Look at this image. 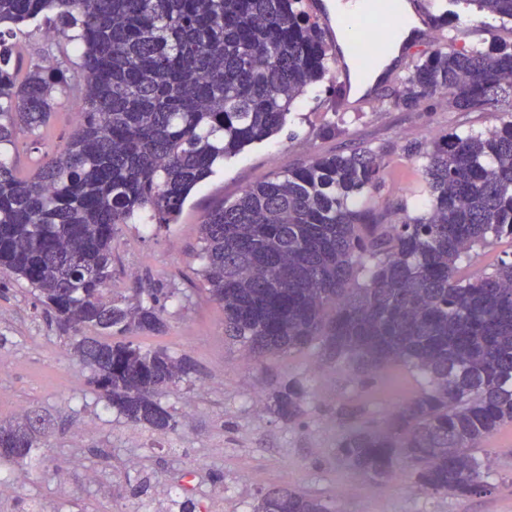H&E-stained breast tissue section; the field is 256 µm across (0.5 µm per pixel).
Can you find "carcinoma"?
I'll use <instances>...</instances> for the list:
<instances>
[{
    "label": "carcinoma",
    "mask_w": 512,
    "mask_h": 512,
    "mask_svg": "<svg viewBox=\"0 0 512 512\" xmlns=\"http://www.w3.org/2000/svg\"><path fill=\"white\" fill-rule=\"evenodd\" d=\"M463 3L512 20V0ZM25 33L63 36L76 60L21 75ZM329 52L304 0H0V146L20 131L41 144L58 97L78 117L64 146L37 157L32 178L0 156V275L35 288L61 325L95 331L74 337L72 354L129 423L174 429L158 395L194 366L126 340L164 328L171 292L151 289L148 306L110 295L118 225L138 214L174 223L218 162L281 129L329 73ZM437 94L465 112L511 97L512 45L437 49L392 104ZM403 151L424 159L427 211L411 213L405 199L357 205L382 186L381 152L319 155L206 215L201 276L224 309V336L257 359L316 345L361 386L389 366L416 373L420 394L389 411L382 429H351L338 454L376 480L408 461L422 491L469 496L487 477L475 449L512 424V259L467 278L459 269L512 240V121ZM306 400L290 379L270 409L291 423ZM0 434L28 452L40 447L29 416ZM252 512L330 510L276 486Z\"/></svg>",
    "instance_id": "1"
}]
</instances>
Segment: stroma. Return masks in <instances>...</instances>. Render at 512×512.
<instances>
[{
	"mask_svg": "<svg viewBox=\"0 0 512 512\" xmlns=\"http://www.w3.org/2000/svg\"><path fill=\"white\" fill-rule=\"evenodd\" d=\"M421 2L429 18L444 15L447 24L404 49L368 98L341 107L339 71L331 69L295 101L280 132L216 166L188 197L177 223L119 225L112 294L143 300L151 288L172 292L165 329L132 331L129 340L145 351L188 358L195 368L159 396L175 430L128 423L94 388L91 370L73 357V331L57 326L24 281L0 284V424L40 417L45 442L25 458H0V480L13 482L0 512H182L187 504L194 512H252L261 493L283 484L322 500L330 512H512V424L479 450L489 465L479 494H427L413 486L404 492L394 481L374 480L339 457L337 447L351 425L337 419L336 408H364L363 422L379 427L395 403L419 394V377L392 368L398 390L382 396L335 366H319L314 346L249 358L225 338L224 312L209 299L200 275V224L247 186L355 143L385 151L375 201L395 202L421 182L420 163L404 153L405 145L512 119V107L505 105L462 112L434 97L411 109L390 106L394 92L432 51L512 44V21L459 0ZM333 123L341 135L324 136ZM290 378L309 391L308 412L293 424L269 409L274 388Z\"/></svg>",
	"mask_w": 512,
	"mask_h": 512,
	"instance_id": "35a3bbf8",
	"label": "stroma"
}]
</instances>
